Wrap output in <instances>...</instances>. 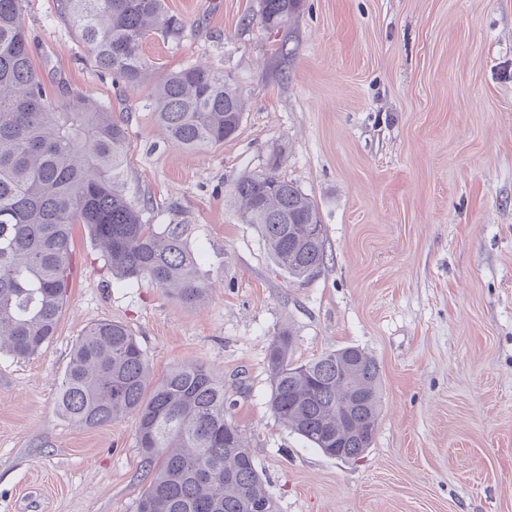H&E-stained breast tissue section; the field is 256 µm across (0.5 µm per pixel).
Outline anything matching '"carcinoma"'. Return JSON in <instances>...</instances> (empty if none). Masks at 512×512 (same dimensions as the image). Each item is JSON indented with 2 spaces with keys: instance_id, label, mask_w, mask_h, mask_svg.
Here are the masks:
<instances>
[{
  "instance_id": "1",
  "label": "carcinoma",
  "mask_w": 512,
  "mask_h": 512,
  "mask_svg": "<svg viewBox=\"0 0 512 512\" xmlns=\"http://www.w3.org/2000/svg\"><path fill=\"white\" fill-rule=\"evenodd\" d=\"M24 0H0V352L29 359L57 333L71 277L72 227L83 224L112 276L148 279L182 304L201 305L210 286L179 224L158 231L127 198L129 140L104 104L69 89L48 98L32 66ZM95 67L130 88L150 82L147 33H179L164 0H59ZM301 0H259L265 29L288 21ZM169 142L196 150L234 138L243 92L224 71L195 64L154 82L148 100ZM269 169L232 187L236 212L258 227L274 264L306 281L326 260L325 225L307 194ZM293 336L269 343L270 408L283 426L324 455L357 459L371 447L382 406L378 361L357 347L305 363L291 358ZM362 395L354 415L346 402ZM224 380L200 363L153 378L149 360L120 322L92 325L74 344L58 387L57 410L75 429L132 417L149 483L136 512H278L242 430L228 417ZM366 433L353 441V428Z\"/></svg>"
}]
</instances>
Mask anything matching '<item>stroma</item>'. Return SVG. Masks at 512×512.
Masks as SVG:
<instances>
[{
	"label": "stroma",
	"mask_w": 512,
	"mask_h": 512,
	"mask_svg": "<svg viewBox=\"0 0 512 512\" xmlns=\"http://www.w3.org/2000/svg\"><path fill=\"white\" fill-rule=\"evenodd\" d=\"M180 38L146 36L156 75L190 64L243 88L237 136L174 147L144 91L89 59L58 0H24L33 64L107 105L128 129L125 183L144 220L181 225L215 289L188 307L112 278L84 225L68 302L40 354L0 353V512H135L148 469L136 423L72 428L58 384L77 338L116 320L154 377L199 362L232 403L279 512H512V0H302L267 31L258 0H165ZM279 174L319 209L327 260L313 280L271 261L231 188ZM301 363L356 346L382 371L363 458L324 456L272 415L277 328Z\"/></svg>",
	"instance_id": "35a3bbf8"
}]
</instances>
